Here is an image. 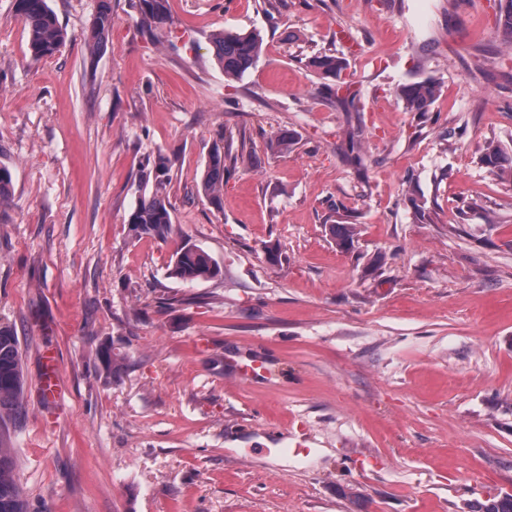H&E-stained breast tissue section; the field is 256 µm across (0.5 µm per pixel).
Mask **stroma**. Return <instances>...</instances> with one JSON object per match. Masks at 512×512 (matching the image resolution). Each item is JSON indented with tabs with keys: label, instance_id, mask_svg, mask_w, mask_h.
Listing matches in <instances>:
<instances>
[{
	"label": "stroma",
	"instance_id": "obj_1",
	"mask_svg": "<svg viewBox=\"0 0 512 512\" xmlns=\"http://www.w3.org/2000/svg\"><path fill=\"white\" fill-rule=\"evenodd\" d=\"M511 1L168 0L152 39L139 0H112L92 55L99 0H47L69 39L35 61L0 0V324L25 378L0 439L35 512H479L512 493V176L481 161L512 156ZM221 29L263 38L241 78ZM319 52L356 110L305 67ZM428 78L436 101L406 111ZM221 131L215 206L198 184ZM160 155L176 231L135 238ZM186 243L221 276L170 277ZM100 2L99 9L85 38V44L92 55L99 51L105 35L112 27L111 0H100ZM306 68L320 75L331 78L334 83H325V89L331 99L345 111L355 109V94L351 93L348 82L342 80V74L347 66L342 57L335 54L318 53L306 58ZM439 93L438 84L430 79L405 85L400 96L409 112H428Z\"/></svg>",
	"mask_w": 512,
	"mask_h": 512
}]
</instances>
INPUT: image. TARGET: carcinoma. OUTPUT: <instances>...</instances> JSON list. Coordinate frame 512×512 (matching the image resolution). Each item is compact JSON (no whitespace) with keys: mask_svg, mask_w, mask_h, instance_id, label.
I'll use <instances>...</instances> for the list:
<instances>
[{"mask_svg":"<svg viewBox=\"0 0 512 512\" xmlns=\"http://www.w3.org/2000/svg\"><path fill=\"white\" fill-rule=\"evenodd\" d=\"M140 27L149 37H158L167 24V0H140ZM14 17L22 23L29 35L32 58L39 60L55 54L66 43V30L59 24L47 0H14ZM112 27L111 0H100L99 9L85 44L90 54H96L105 35ZM215 60L224 70V76L237 79L255 65L262 52V41L254 32L218 30L211 34ZM306 68L332 82L325 84L327 94L344 110L355 108V94L348 82L342 80L346 70L343 58L334 54L318 53L305 61ZM439 93L438 84L430 79L405 85L400 96L409 112H427ZM482 162L491 171L505 172L512 166V158L503 156L495 145L485 148ZM224 148L215 145L206 163L201 182V194L216 203L224 189ZM169 161L158 156L152 168L142 172L137 206L130 213L127 224L135 237L143 235L161 240L175 232L171 203L166 188L170 183ZM336 246L346 248L354 233L346 224L330 225ZM219 273L217 265L202 249L185 245L173 255L170 276L194 282L211 279ZM102 370L111 374L122 368L123 358L114 352L112 344L103 342L96 351ZM25 380L22 370L20 346L17 336L0 326V421L8 416L22 418L24 406L22 394ZM0 512H32L31 504L19 482L11 449L0 443ZM480 512H512V493H504L486 501Z\"/></svg>","mask_w":512,"mask_h":512,"instance_id":"obj_1","label":"carcinoma"}]
</instances>
